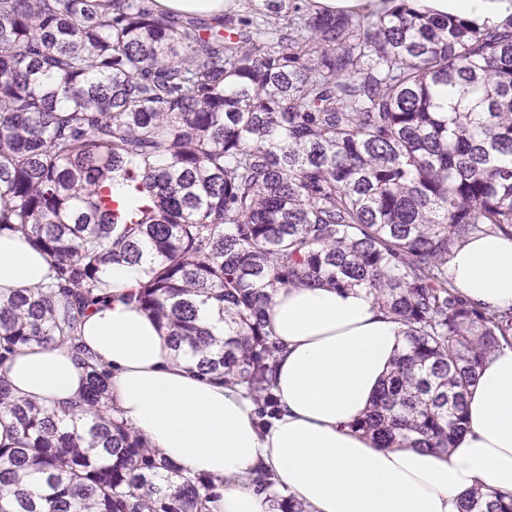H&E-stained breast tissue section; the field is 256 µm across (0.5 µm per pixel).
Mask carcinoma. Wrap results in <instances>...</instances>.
Segmentation results:
<instances>
[{"instance_id":"carcinoma-1","label":"carcinoma","mask_w":512,"mask_h":512,"mask_svg":"<svg viewBox=\"0 0 512 512\" xmlns=\"http://www.w3.org/2000/svg\"><path fill=\"white\" fill-rule=\"evenodd\" d=\"M129 183L112 211V183ZM54 264L0 295V364L15 345L74 343L114 265L145 264L129 296L176 356L274 415L281 288L363 287L405 326L393 369L350 428L386 448L454 446L486 359L512 346V308L468 302L448 276L471 235L512 238V21L328 14L248 0L202 19L152 0H0V231ZM226 314L224 340L200 308ZM69 419L0 380V512H213L108 404L82 359ZM275 512H306L256 471ZM462 512H512L477 488Z\"/></svg>"}]
</instances>
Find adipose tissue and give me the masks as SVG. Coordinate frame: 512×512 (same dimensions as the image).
Listing matches in <instances>:
<instances>
[{"instance_id": "adipose-tissue-1", "label": "adipose tissue", "mask_w": 512, "mask_h": 512, "mask_svg": "<svg viewBox=\"0 0 512 512\" xmlns=\"http://www.w3.org/2000/svg\"><path fill=\"white\" fill-rule=\"evenodd\" d=\"M418 6L483 28L512 21V0ZM448 275L472 302L512 307V239L469 238L453 250ZM52 276L49 261L20 234L0 232L1 292H33ZM143 276L139 265L108 269L112 294L89 309L76 348L16 346L0 367L12 393L61 413L82 399V358L105 364L110 405L183 474L221 483L220 512H273L253 481L260 465L307 512H460L462 498L480 485L512 491V348L482 370L454 448H380L350 424L389 372L403 325L362 288H283L265 310L283 350L274 389L279 413L262 431L251 400L202 376L193 359L175 357L156 322L125 301Z\"/></svg>"}]
</instances>
